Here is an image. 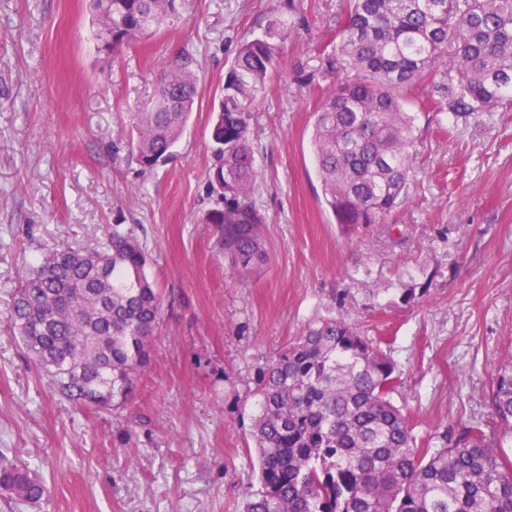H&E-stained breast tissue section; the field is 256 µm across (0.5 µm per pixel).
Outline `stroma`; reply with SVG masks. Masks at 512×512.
Wrapping results in <instances>:
<instances>
[{
	"label": "stroma",
	"mask_w": 512,
	"mask_h": 512,
	"mask_svg": "<svg viewBox=\"0 0 512 512\" xmlns=\"http://www.w3.org/2000/svg\"><path fill=\"white\" fill-rule=\"evenodd\" d=\"M344 0H180L148 41L100 54L90 0H0V452L47 489L0 512H245L260 487L251 437L263 368L305 325L336 316L396 366L394 403L419 447L493 424L486 393L512 351V107L420 112L409 200L345 231L311 147L315 72ZM293 34L251 129L269 262L238 280L212 225L210 127L240 42ZM190 54L199 96L174 158L142 171L134 113ZM134 229L164 301L133 397L73 407L27 357L12 295L44 248Z\"/></svg>",
	"instance_id": "35a3bbf8"
}]
</instances>
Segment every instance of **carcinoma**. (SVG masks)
I'll use <instances>...</instances> for the list:
<instances>
[{"label":"carcinoma","instance_id":"1","mask_svg":"<svg viewBox=\"0 0 512 512\" xmlns=\"http://www.w3.org/2000/svg\"><path fill=\"white\" fill-rule=\"evenodd\" d=\"M93 3L105 53L156 34L178 9L177 0ZM290 35L276 18L241 42L210 132L216 199L203 220L242 278L268 260L253 200L252 112ZM443 66L458 83L431 111L457 116L511 102L512 0H347L317 74L307 77L328 83L312 146L336 223L382 224L406 203L418 140L406 91ZM197 98L192 59L178 56L137 113L129 146L143 169L172 159ZM146 265L138 237L116 224L104 242L46 250L15 291L11 327L73 404L99 410L127 400L148 366L162 302ZM397 380L387 354L352 325L309 323L262 372L252 427L261 489L246 512H512V471L498 453L502 438H512V355L493 370L496 431L466 427L443 448L417 447L392 401ZM0 489L31 504L45 494L5 455Z\"/></svg>","mask_w":512,"mask_h":512}]
</instances>
